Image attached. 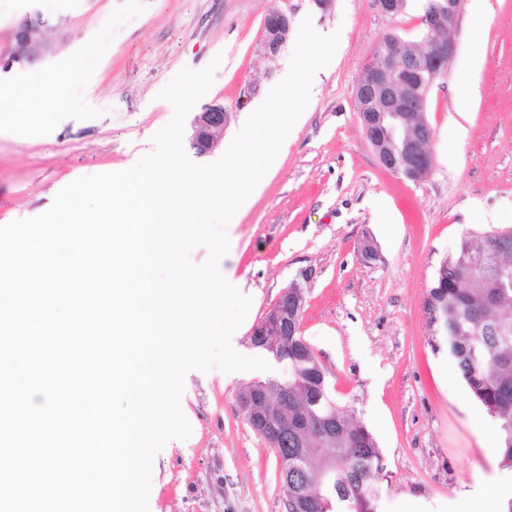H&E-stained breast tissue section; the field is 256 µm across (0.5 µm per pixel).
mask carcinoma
Segmentation results:
<instances>
[{
    "label": "carcinoma",
    "mask_w": 512,
    "mask_h": 512,
    "mask_svg": "<svg viewBox=\"0 0 512 512\" xmlns=\"http://www.w3.org/2000/svg\"><path fill=\"white\" fill-rule=\"evenodd\" d=\"M485 233L466 235L445 262V275L435 276L428 295L447 296L448 350L475 399L498 422L503 469L512 471V253L496 250ZM485 251L480 264L468 265L472 255ZM317 360L288 358V376L268 378V399L280 403L281 384H288V409L322 415L335 403L330 385L316 395L307 374ZM315 426H298L296 442H312L335 463V473L319 476L320 466L309 465L308 480L283 485L298 497L301 512H375L377 492L372 484L383 469L382 455L368 429L356 422L354 411L336 409V440L319 443Z\"/></svg>",
    "instance_id": "cac0c4a2"
}]
</instances>
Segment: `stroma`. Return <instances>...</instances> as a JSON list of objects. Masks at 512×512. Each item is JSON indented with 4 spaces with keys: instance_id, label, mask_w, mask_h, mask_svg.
Listing matches in <instances>:
<instances>
[{
    "instance_id": "stroma-1",
    "label": "stroma",
    "mask_w": 512,
    "mask_h": 512,
    "mask_svg": "<svg viewBox=\"0 0 512 512\" xmlns=\"http://www.w3.org/2000/svg\"><path fill=\"white\" fill-rule=\"evenodd\" d=\"M422 0L389 18L373 0H0V56L12 30L43 13L50 52L34 68L0 67L17 85L81 57L74 111L0 124V225L47 211L74 180L133 166L172 118L160 91L184 68L216 64L202 104H223L225 136L288 73L295 43L258 50L276 9L292 29L311 18L339 33L334 64L317 77L307 118L282 145L266 186L242 215L222 273L252 293L231 344L261 356L250 334L292 282L306 291L300 332L383 456L376 512L398 498L431 512H501L512 472L501 469L495 418L473 398L429 324L425 304L440 263L468 232L512 226V0H464L456 52L435 80L425 118L432 169L413 182L384 169L357 112L356 88L386 35L423 40ZM377 246L364 261L365 238ZM258 370L189 371L181 408L191 425L155 456L149 512H283L280 462L246 423L238 394Z\"/></svg>"
}]
</instances>
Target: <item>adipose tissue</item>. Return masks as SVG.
<instances>
[{"instance_id":"1","label":"adipose tissue","mask_w":512,"mask_h":512,"mask_svg":"<svg viewBox=\"0 0 512 512\" xmlns=\"http://www.w3.org/2000/svg\"><path fill=\"white\" fill-rule=\"evenodd\" d=\"M80 71L79 61H72L69 68L57 71L50 77L31 81L24 88L12 85L0 86V115L13 119H21L23 113H31L42 118H50L53 113L63 112L70 108L71 103L64 93L67 82ZM25 97L28 106L26 112H18L15 103L18 97Z\"/></svg>"}]
</instances>
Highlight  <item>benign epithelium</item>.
Here are the masks:
<instances>
[{"label": "benign epithelium", "mask_w": 512, "mask_h": 512, "mask_svg": "<svg viewBox=\"0 0 512 512\" xmlns=\"http://www.w3.org/2000/svg\"><path fill=\"white\" fill-rule=\"evenodd\" d=\"M463 0H433L421 16L426 47L419 50L396 35L388 36L378 46L366 65L356 88V100L361 124L379 163L387 170L412 181L424 179L431 169V156L426 144L431 129L424 117L429 90L434 80L448 67L455 50L451 34L461 21ZM377 10L394 18L405 10V0H374ZM42 16L27 15L14 27L15 50L4 61L9 66L19 63L33 67L40 54L25 48L42 30ZM291 29L288 14L271 11L264 20L261 51L266 55L278 53L288 40ZM227 113L224 105L210 104L196 113L191 122L190 147L203 156L213 152L224 134ZM306 304L304 287L292 283L280 301L268 311L252 331L255 347L275 353L282 363L288 354L303 352L308 344L297 336L295 317ZM267 384L255 382L250 391H242L239 407L250 427L263 437L270 448L288 446L289 431L308 422V418L288 416V408L276 410L266 400ZM298 458L297 475L306 473L316 452L306 443H294Z\"/></svg>", "instance_id": "benign-epithelium-1"}]
</instances>
